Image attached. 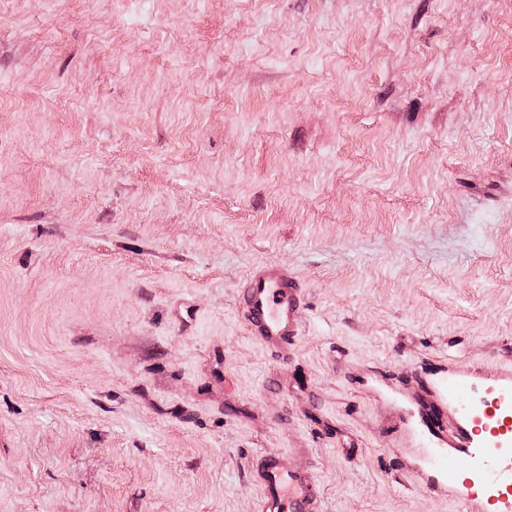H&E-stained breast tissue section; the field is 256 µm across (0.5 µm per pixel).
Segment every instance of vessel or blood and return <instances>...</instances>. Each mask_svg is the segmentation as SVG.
<instances>
[{
    "mask_svg": "<svg viewBox=\"0 0 512 512\" xmlns=\"http://www.w3.org/2000/svg\"><path fill=\"white\" fill-rule=\"evenodd\" d=\"M242 317L252 336L272 356L287 360L301 334L306 309L297 275L265 263L247 274L240 293ZM444 399L453 413L447 441L417 475L427 488L447 489L463 512L485 497L492 512H512V375L495 380L484 396L449 375ZM291 464L262 456L255 473L263 512H321L322 487L307 448L291 451Z\"/></svg>",
    "mask_w": 512,
    "mask_h": 512,
    "instance_id": "obj_1",
    "label": "vessel or blood"
}]
</instances>
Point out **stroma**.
Wrapping results in <instances>:
<instances>
[{"mask_svg": "<svg viewBox=\"0 0 512 512\" xmlns=\"http://www.w3.org/2000/svg\"><path fill=\"white\" fill-rule=\"evenodd\" d=\"M452 368L512 373V0H0V512H261L301 446L322 512H459ZM240 308L250 336L272 356L287 361L302 334L306 309L298 276L270 263L252 268L241 288Z\"/></svg>", "mask_w": 512, "mask_h": 512, "instance_id": "stroma-1", "label": "stroma"}]
</instances>
